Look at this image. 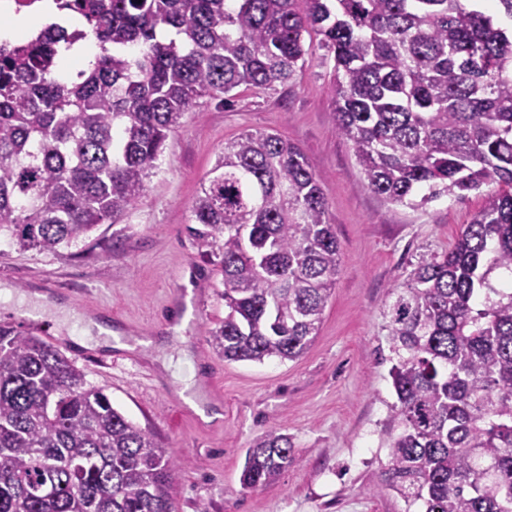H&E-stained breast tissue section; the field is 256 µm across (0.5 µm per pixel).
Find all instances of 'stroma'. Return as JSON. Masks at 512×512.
Returning <instances> with one entry per match:
<instances>
[{"mask_svg": "<svg viewBox=\"0 0 512 512\" xmlns=\"http://www.w3.org/2000/svg\"><path fill=\"white\" fill-rule=\"evenodd\" d=\"M334 58L316 50L291 85L238 89L231 103L204 100L172 132L159 169L134 210L104 224L85 244L58 254L0 241V321L18 319V297L49 281L68 323L40 311L45 340L115 408L151 431L183 466L176 512H404L389 490H374L390 450L385 424L396 401L386 328L387 289L407 278L420 253L447 250L483 207L484 191L414 209L368 190L350 143L336 131L330 93ZM246 131L277 132L298 145L323 177L328 221L340 244V272L318 335L298 359L229 362L206 336L224 319L220 277L188 232L190 206L224 143ZM205 284L197 325L172 330L167 304L179 274ZM111 326L115 363L90 358L95 337L70 332ZM288 434L298 464L281 478L242 491L245 453L268 429Z\"/></svg>", "mask_w": 512, "mask_h": 512, "instance_id": "1", "label": "stroma"}]
</instances>
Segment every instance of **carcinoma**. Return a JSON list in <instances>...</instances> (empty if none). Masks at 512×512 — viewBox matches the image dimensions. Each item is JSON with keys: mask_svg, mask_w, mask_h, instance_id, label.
Returning a JSON list of instances; mask_svg holds the SVG:
<instances>
[{"mask_svg": "<svg viewBox=\"0 0 512 512\" xmlns=\"http://www.w3.org/2000/svg\"><path fill=\"white\" fill-rule=\"evenodd\" d=\"M303 2L298 8L297 2ZM81 0L99 48L76 79L48 26L0 44V238L55 254L119 224L169 134L205 98L289 83L311 46L334 57L336 132L368 188L423 207L485 185L442 253L388 289L396 403L382 487L405 512H512V0ZM323 177L278 133L224 142L188 231L221 276L227 361H293L339 274ZM298 463L271 428L246 451L254 491ZM182 462L53 345L0 323V512H174Z\"/></svg>", "mask_w": 512, "mask_h": 512, "instance_id": "carcinoma-1", "label": "carcinoma"}]
</instances>
